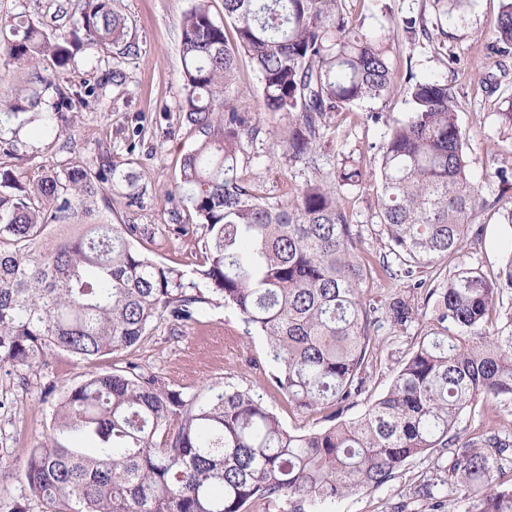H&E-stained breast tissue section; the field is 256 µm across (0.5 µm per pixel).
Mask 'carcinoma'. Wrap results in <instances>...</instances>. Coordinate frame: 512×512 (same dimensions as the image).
Instances as JSON below:
<instances>
[{
	"mask_svg": "<svg viewBox=\"0 0 512 512\" xmlns=\"http://www.w3.org/2000/svg\"><path fill=\"white\" fill-rule=\"evenodd\" d=\"M405 19L412 34L464 28L472 0H431ZM236 34L230 45L208 0H194L181 20L183 111L198 133L177 188L209 236L193 292L175 270L137 251L136 224L100 219L97 199L113 176L98 167L18 176L0 168V367L31 369L51 352L80 359L140 343L162 321L196 320L212 301L234 308L265 336L271 378L290 407L325 411V428L285 427L248 391L211 387L185 397L135 364L92 375L52 409L48 442L22 466L26 484L52 512H316L319 506L396 478L413 458L437 455L435 472L413 495L438 501L459 494L465 512H512V486L498 478L512 464V437L488 429L461 441L462 415L478 403L512 405V319L499 318L512 290V256L493 279L458 266L419 308L393 297L382 316L364 292L374 276L411 278L456 254L478 210L497 207L470 181L463 103L446 79L407 88L408 111L392 120L380 146L376 217L389 255L358 250L342 202L362 183L342 166L336 186L315 177L286 203L257 195L239 173L248 121L233 85L239 57L260 79L265 110L288 116V159L316 169L327 115L388 99L397 81L390 27L352 24L342 0H224ZM7 62L31 69L26 94L0 110L17 119L55 89L54 111L40 120L48 136L64 126L73 102L94 89L56 82L84 43L129 51L125 19L112 0H85L81 20L57 36L32 23L11 25ZM491 50L512 53V0H501ZM49 59L51 72L40 68ZM50 226L75 232L45 238ZM420 334L387 392L360 416L343 415L367 383V354L380 319Z\"/></svg>",
	"mask_w": 512,
	"mask_h": 512,
	"instance_id": "cac0c4a2",
	"label": "carcinoma"
}]
</instances>
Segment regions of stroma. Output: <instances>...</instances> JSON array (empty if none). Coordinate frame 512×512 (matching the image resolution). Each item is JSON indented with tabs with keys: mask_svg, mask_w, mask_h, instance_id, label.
Wrapping results in <instances>:
<instances>
[{
	"mask_svg": "<svg viewBox=\"0 0 512 512\" xmlns=\"http://www.w3.org/2000/svg\"><path fill=\"white\" fill-rule=\"evenodd\" d=\"M84 0H0V25L10 26L26 16L47 35L61 32L80 20ZM193 0H114L113 7L126 19L128 38L135 53L121 57L89 45L61 71L62 83L93 86L94 97L86 106L74 107L70 126L48 139L35 138L30 126L17 121L0 125V137L17 138L18 158L0 156V164L23 173L35 168L59 171L83 164L95 165L108 155L114 172L98 199L104 217L115 224H135L140 232L135 248L149 258L178 270L184 284L197 282L202 262V243L208 231L191 206L175 197L182 160L196 141V132L181 110L185 97L179 53L181 20ZM349 19L378 28L391 18V58L397 73V92L388 100L364 103L351 115H330L321 130L319 166L324 177H333L342 164L359 167L364 179L345 194L348 220L363 254L379 256L388 250L387 234L373 213L379 170V148L386 119L402 118L406 105V81L414 78L453 77L463 99L459 122L470 136L468 173L479 184L484 198L502 190L494 177L500 167H512V133L497 117L502 98L512 95V55L505 57L508 71L497 93L483 92L480 80L491 66L489 42L500 10L499 0H476L466 29L455 38L440 41L408 34L403 20L431 13V0H344ZM259 78L247 59H240L234 88L239 112L254 128L239 149V171L270 202L296 195L311 178L310 169L289 161L284 142L288 118L264 110ZM503 216L492 209L479 212L483 232H470L461 250L444 263L419 269L414 279L375 278L365 298L381 307L402 295L425 304L429 292L454 266L466 264L495 277L503 263ZM419 332L382 323L375 331L368 353V381L349 417L361 414L382 396L401 363L407 358ZM137 364L165 381L171 389L193 396L209 386L238 388L260 397L291 429H319L322 413L300 414L270 380L274 365L267 341L247 330L240 316L224 304L206 305L197 320L171 328L158 324L136 347L105 354L90 361L66 354L45 363L18 380L0 369V505H21L25 512H48L46 503L32 495L20 467L29 450L42 444L50 431L52 407L67 389L95 373L122 370ZM434 455L410 460L396 479L350 495L332 504L331 512H391L392 506L410 500L412 512H430L421 501H412L415 487L429 476Z\"/></svg>",
	"mask_w": 512,
	"mask_h": 512,
	"instance_id": "obj_1",
	"label": "stroma"
}]
</instances>
